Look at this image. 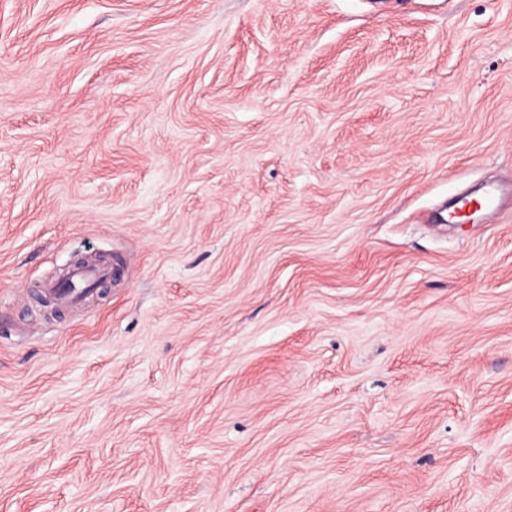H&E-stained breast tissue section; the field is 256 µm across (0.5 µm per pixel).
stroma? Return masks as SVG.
I'll list each match as a JSON object with an SVG mask.
<instances>
[{
    "label": "stroma",
    "instance_id": "1",
    "mask_svg": "<svg viewBox=\"0 0 512 512\" xmlns=\"http://www.w3.org/2000/svg\"><path fill=\"white\" fill-rule=\"evenodd\" d=\"M489 181L512 0H0V512H512ZM506 199L512 203L511 182L489 183L484 186L482 192L479 195L471 196L469 198L470 205L468 209L471 213L468 215V217H461V212L457 213V210L461 209L462 205L461 207H457V205H455L456 201H454L451 207L449 217L451 219H456V223H460L461 221L469 218L471 214L475 212L488 213L497 210ZM111 275L112 279L118 277L120 268L112 267L111 270L103 267H76L70 272L69 283L54 282L47 288V292L55 294L63 303H76L82 300V296L86 292H84V288L78 287L92 284Z\"/></svg>",
    "mask_w": 512,
    "mask_h": 512
}]
</instances>
